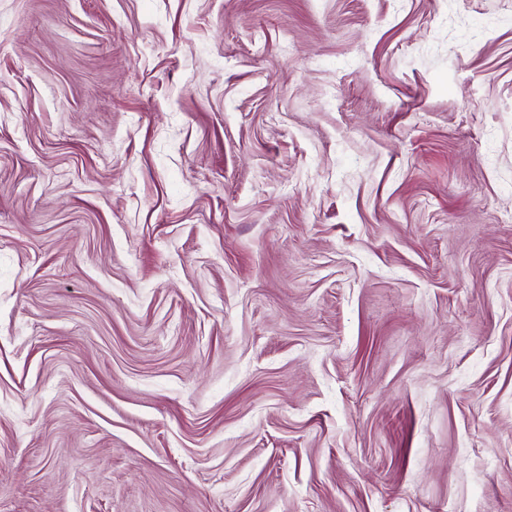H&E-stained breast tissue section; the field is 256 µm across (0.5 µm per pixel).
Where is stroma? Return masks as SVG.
Masks as SVG:
<instances>
[{"label": "stroma", "instance_id": "1", "mask_svg": "<svg viewBox=\"0 0 512 512\" xmlns=\"http://www.w3.org/2000/svg\"><path fill=\"white\" fill-rule=\"evenodd\" d=\"M0 512H512V0H0Z\"/></svg>", "mask_w": 512, "mask_h": 512}]
</instances>
